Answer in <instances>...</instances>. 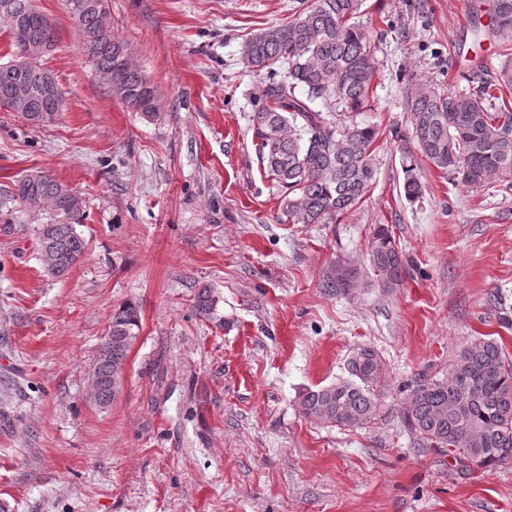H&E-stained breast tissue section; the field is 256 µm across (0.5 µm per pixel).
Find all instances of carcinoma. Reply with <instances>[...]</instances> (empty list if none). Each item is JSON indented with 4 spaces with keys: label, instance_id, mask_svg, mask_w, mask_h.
I'll return each mask as SVG.
<instances>
[{
    "label": "carcinoma",
    "instance_id": "1",
    "mask_svg": "<svg viewBox=\"0 0 512 512\" xmlns=\"http://www.w3.org/2000/svg\"><path fill=\"white\" fill-rule=\"evenodd\" d=\"M16 16L8 28L11 46L56 45V27L26 14L28 0H9ZM72 16L79 48L98 72L112 71V93L131 110L153 116L161 109L154 84L130 63L127 45L112 35L108 0H78ZM306 7L286 22L248 37L241 57L251 71L268 75L284 68L283 78L268 82L264 103L252 114L258 155L280 190V211L290 224H334L362 199L376 171L379 132L354 122L369 107L376 71L369 32L355 22L362 0H302ZM490 34L512 41V0H491ZM47 77L39 62L30 63L26 80L31 106L24 119L40 126L64 109V97L45 95ZM14 81L13 69L0 63V107ZM465 89L441 90L414 83L406 93L413 148H404L403 190L416 200L423 187L415 174L424 157L444 174L472 191L498 181L512 183V97L496 91L512 86V69L492 76L478 71ZM305 89L306 97L296 94ZM321 100L323 109L312 103ZM15 196L30 209L47 205L57 220L40 232L43 260L55 277L66 275L82 257L85 241L76 230L83 223V200L43 172L15 184ZM369 263L381 288L400 285L406 275L391 231L379 224L369 247ZM359 273L343 264L324 287L347 291ZM139 332L136 307L128 303L112 313L110 332L94 363L99 404L109 405L119 392L112 372L126 363ZM349 378L303 391L300 414L331 426L358 428L375 415L374 394L381 376L380 359L369 345L356 348L347 361ZM400 411L403 427L416 440L483 469L512 461V361L497 339L475 337L461 346L448 373L424 372L406 386Z\"/></svg>",
    "mask_w": 512,
    "mask_h": 512
}]
</instances>
